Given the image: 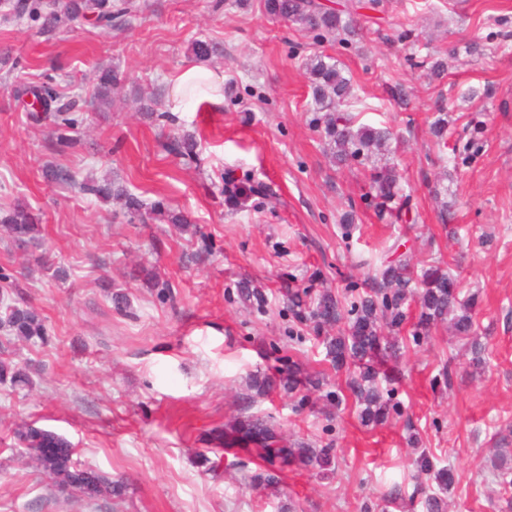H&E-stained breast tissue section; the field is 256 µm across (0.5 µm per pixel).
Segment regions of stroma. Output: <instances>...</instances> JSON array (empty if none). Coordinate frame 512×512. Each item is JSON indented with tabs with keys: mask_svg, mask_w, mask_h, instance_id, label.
I'll list each match as a JSON object with an SVG mask.
<instances>
[{
	"mask_svg": "<svg viewBox=\"0 0 512 512\" xmlns=\"http://www.w3.org/2000/svg\"><path fill=\"white\" fill-rule=\"evenodd\" d=\"M138 2L122 27L86 17L50 33L0 7V216L22 203L42 218L41 246L0 235V271L19 284L0 281V296L36 308L48 329L35 344L0 331V360L33 380L0 383V512H421L436 486L417 476L422 451L455 475L448 512H500L490 457L512 425V0H380L361 11L360 36L335 43L263 0ZM197 39L217 48L208 66L224 75V102L167 113L169 81L195 65ZM314 55L350 79L342 109L357 124L397 131L377 164L399 174L402 220L375 207L361 167L327 153L305 67ZM438 57L440 79L428 66ZM106 68L126 82L101 107ZM50 76L83 105L70 145L14 98ZM443 113L451 139L478 124L471 166L440 152L430 125ZM187 134L192 163L163 148ZM49 163L72 181H47ZM89 177L139 200L140 217L85 196ZM159 201L190 223L153 215ZM431 258L476 296L488 364L470 376L443 327L414 341L409 301L389 384L401 415L364 425L311 312L325 291L358 297L388 261ZM294 368L321 389L257 394L256 379ZM248 416L286 443L326 449L329 470L215 439ZM27 423L64 435L75 464L123 482V495L88 499L51 479L16 443ZM266 472L276 484H256Z\"/></svg>",
	"mask_w": 512,
	"mask_h": 512,
	"instance_id": "35a3bbf8",
	"label": "stroma"
}]
</instances>
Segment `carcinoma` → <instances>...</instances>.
Segmentation results:
<instances>
[{
  "label": "carcinoma",
  "instance_id": "carcinoma-1",
  "mask_svg": "<svg viewBox=\"0 0 512 512\" xmlns=\"http://www.w3.org/2000/svg\"><path fill=\"white\" fill-rule=\"evenodd\" d=\"M136 0H13L10 11L18 20L42 21V30L51 32L62 23H73L79 18L91 15L95 22L106 29L114 22L124 21L138 11ZM266 11L297 25L300 29L313 32L322 40H336L341 35L354 33L357 5L349 3L344 9H327L318 0H265ZM310 70L315 76L313 95L319 109L326 112L324 137L341 162L352 160L369 168L372 199L380 206L390 203L398 190L396 170L378 167L372 157L388 150L392 132L388 128L355 126L352 119L337 111L350 92V80L344 77L336 64L320 56L310 59ZM33 96L41 108L32 109L29 118L35 123L48 121L55 128L62 142L70 141L66 132L75 129L78 119L74 116L78 104L63 101L57 87L48 81L28 85L15 90V97L25 103L27 96ZM483 142L475 133L452 147L455 164L467 165L480 153ZM170 150L191 162L195 159V144L188 138H178L170 143ZM85 194L98 200L107 201L114 196L107 184L94 180L82 183ZM40 217L28 206L19 204L0 219L4 231L14 241L23 245H37L40 241ZM460 282L451 273L437 265H429L414 273L406 261L388 265L381 278L374 281L370 292L358 296L344 309L340 301L330 294L320 297L313 316L318 325L333 327L348 316V329H336V335L327 337L328 356L336 370L346 369L349 378L346 388L361 406L360 418L364 423L382 424L396 412L392 398L386 396L379 385V368L376 363L389 362L396 357L397 346L390 335L401 331L407 318L405 305L413 297L419 304L418 326L421 331L415 337L427 336L442 323H448L452 335L471 339L470 364L481 369L486 366V346L474 336L475 298L460 299ZM0 328L19 340L44 341L46 326L41 315L29 306L7 304L0 308ZM10 381L13 387L30 388L32 379L26 370L0 360V381ZM283 390L292 393L299 387L317 389L320 379L312 376L299 378L290 372L279 379ZM17 439L22 447L39 462L42 470L72 487L89 498L103 494L119 496L123 484L112 482L92 471L78 469L73 465V446L64 436L33 425L17 430ZM224 437L233 444H253L270 459H291L298 465L320 472L330 465L329 454L321 449L300 446L289 448L282 444V437L261 418L255 417L248 423L232 430ZM499 443L503 448L494 462L497 478L504 490L512 491V431L500 434ZM438 491L425 495L421 501L425 512H441L439 493L448 490L452 483L449 470H439L435 475Z\"/></svg>",
  "mask_w": 512,
  "mask_h": 512
}]
</instances>
